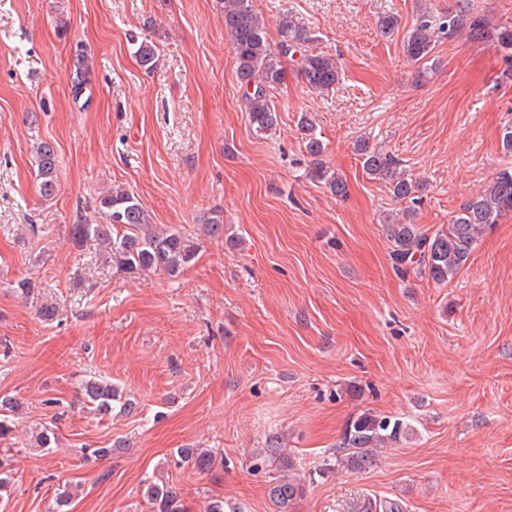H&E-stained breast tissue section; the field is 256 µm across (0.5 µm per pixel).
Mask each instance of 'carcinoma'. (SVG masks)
I'll return each mask as SVG.
<instances>
[{
	"mask_svg": "<svg viewBox=\"0 0 512 512\" xmlns=\"http://www.w3.org/2000/svg\"><path fill=\"white\" fill-rule=\"evenodd\" d=\"M224 17V35L236 61L239 83L245 87L244 108L249 125L257 135H265L278 126V113L269 91L285 79L284 61L294 63L302 81L313 91L325 93L341 79L336 57L307 49L313 35L297 26L288 16L279 19L280 41L273 47L267 40L264 25L250 5V0H217ZM482 42L502 53L504 76L512 78V23H494L485 14L474 10L471 0H457L456 8L444 16L423 13L402 38L404 55L421 64L418 77H427L431 54L443 40L453 41L460 35ZM139 63L146 73L157 66L155 46L142 41L136 50ZM87 56L77 55L71 77L74 99H79L89 82ZM306 154L309 156V178L322 183L338 199L346 197V180L333 170L325 159V146L314 132L308 116L300 122ZM363 166L372 178L386 183L399 200H415L419 185L400 170V162L382 151H370L357 146ZM39 193L51 199L58 191L59 159L55 147L41 141L34 147ZM97 213L106 218L98 224L87 219L71 225L69 238L80 246L94 240L104 255L129 273H163L179 277L195 260L200 248L199 237H193L175 226L159 228L150 223L147 211L138 198L124 188H116L96 199ZM512 213V167L500 169L482 190L473 194L448 225L428 233L410 221L388 224L387 235L392 243L389 260L393 272L400 278L426 277L436 284L446 285L467 263L474 245L499 218ZM224 236V221L210 217L201 224L200 237ZM83 407L95 416L112 415L114 408L129 415L137 403L121 394L119 388L102 379H89L80 387ZM22 404L10 397L0 398V503L13 495V477L9 468L11 440L23 425ZM35 447L48 448L57 439L54 424L49 422L34 428ZM411 428L399 419L365 411L348 420L336 446V456L324 460L321 475L332 472L338 465L362 470L373 465L379 449L388 442L408 438ZM215 457L208 449L180 448L175 466H189L199 472L210 470ZM142 496L149 512H186L181 491L169 483H159L149 477ZM304 495L301 480L279 474L272 477L268 496L273 512H294Z\"/></svg>",
	"mask_w": 512,
	"mask_h": 512,
	"instance_id": "cac0c4a2",
	"label": "carcinoma"
}]
</instances>
